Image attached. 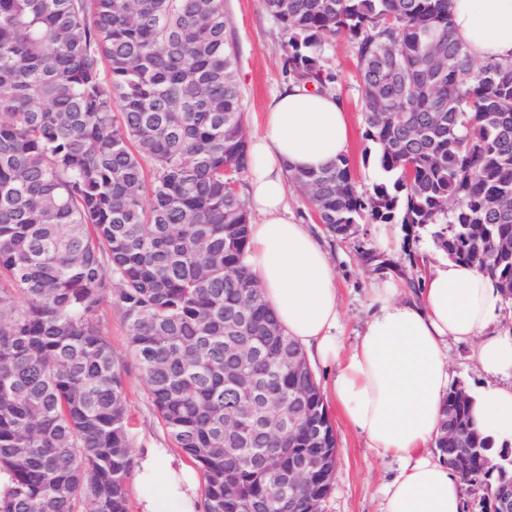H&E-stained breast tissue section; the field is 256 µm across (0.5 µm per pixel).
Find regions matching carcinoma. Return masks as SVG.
Instances as JSON below:
<instances>
[{
  "mask_svg": "<svg viewBox=\"0 0 512 512\" xmlns=\"http://www.w3.org/2000/svg\"><path fill=\"white\" fill-rule=\"evenodd\" d=\"M282 75L340 97L325 48L356 50L365 137L381 179L348 158L298 170L326 231L428 229L512 304V62L478 63L452 0H264ZM224 0H0V512H129V363L173 446L203 476L200 512H264L270 474L327 460L295 507L321 512L336 435L317 377L243 265L247 117ZM115 297L128 358L97 318ZM257 336L239 390L229 345ZM271 390L280 404L265 412ZM299 426L274 435L264 415ZM437 447L492 512L512 471L451 386Z\"/></svg>",
  "mask_w": 512,
  "mask_h": 512,
  "instance_id": "carcinoma-1",
  "label": "carcinoma"
}]
</instances>
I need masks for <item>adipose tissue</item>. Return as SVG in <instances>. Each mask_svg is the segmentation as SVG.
Returning <instances> with one entry per match:
<instances>
[{
  "label": "adipose tissue",
  "instance_id": "adipose-tissue-1",
  "mask_svg": "<svg viewBox=\"0 0 512 512\" xmlns=\"http://www.w3.org/2000/svg\"><path fill=\"white\" fill-rule=\"evenodd\" d=\"M452 20L479 61L512 62V0H453ZM264 123L249 143L246 265L288 336L331 370L327 397L367 448L398 461L381 512H462L461 478L435 447L452 346L470 345L486 378L473 394L477 427L512 438V330L495 283L450 260L416 288L373 285L364 324L343 342L334 261L314 225L296 221L287 188L292 172L347 156L346 114L334 96L288 85ZM137 485L139 512H198L195 479L157 454L140 457Z\"/></svg>",
  "mask_w": 512,
  "mask_h": 512
}]
</instances>
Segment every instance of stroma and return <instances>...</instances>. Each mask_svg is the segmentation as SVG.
<instances>
[{
    "label": "stroma",
    "instance_id": "35a3bbf8",
    "mask_svg": "<svg viewBox=\"0 0 512 512\" xmlns=\"http://www.w3.org/2000/svg\"><path fill=\"white\" fill-rule=\"evenodd\" d=\"M224 13L227 34L239 56L238 80L249 133L254 136L263 130V114L271 97L285 84L281 32L266 12L263 0H224ZM325 56L339 76L338 91L351 130L348 157L352 176L358 190L364 192L377 181L379 171L364 155L366 124L355 49L347 39L339 37L330 42ZM324 240L336 264L343 323L349 332L360 328L365 320L367 293L372 284L391 276L403 283L413 280L420 261L435 266L444 258L429 233L413 225L362 224L350 238L328 234ZM366 251L378 256L382 269L363 260ZM126 381L134 455L156 450L176 456L137 370H130ZM329 415L338 457L322 512H380L382 487L395 471L396 462L375 458L337 409H330Z\"/></svg>",
    "mask_w": 512,
    "mask_h": 512
}]
</instances>
